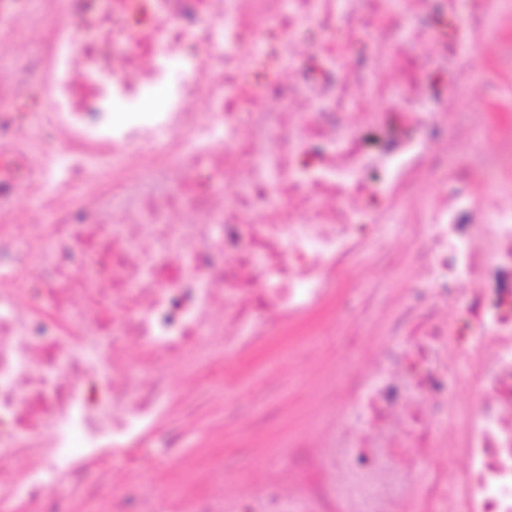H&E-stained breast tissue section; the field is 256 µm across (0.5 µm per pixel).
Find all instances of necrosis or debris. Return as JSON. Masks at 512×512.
I'll return each mask as SVG.
<instances>
[{
  "instance_id": "4bbe7bcc",
  "label": "necrosis or debris",
  "mask_w": 512,
  "mask_h": 512,
  "mask_svg": "<svg viewBox=\"0 0 512 512\" xmlns=\"http://www.w3.org/2000/svg\"><path fill=\"white\" fill-rule=\"evenodd\" d=\"M28 31L0 62L1 506L111 497L176 372L344 298L396 224L422 284L332 426L249 449L232 508L231 465L112 512H407L437 446L425 512H512V121L482 145L499 85L475 102L466 64L488 42L512 72V0H0V35Z\"/></svg>"
}]
</instances>
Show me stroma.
I'll return each mask as SVG.
<instances>
[{
	"label": "stroma",
	"instance_id": "35a3bbf8",
	"mask_svg": "<svg viewBox=\"0 0 512 512\" xmlns=\"http://www.w3.org/2000/svg\"><path fill=\"white\" fill-rule=\"evenodd\" d=\"M386 243L403 258V265L392 268L365 256L354 258L349 269L350 308L338 326L327 327L332 311L326 308L246 353L228 357L215 351L213 362H227L232 375L206 394L199 390L192 371L173 377L174 400L157 428L181 429L182 453L178 460L152 471L153 482L175 481L190 466L206 473L213 458L234 459L247 443L273 455L297 433L326 426L323 395L344 392L346 379L363 375L382 344L379 333L387 329L388 318L376 314V307L394 308L416 282L413 239L392 230ZM247 394L252 401L244 416L225 422L227 401Z\"/></svg>",
	"mask_w": 512,
	"mask_h": 512
}]
</instances>
